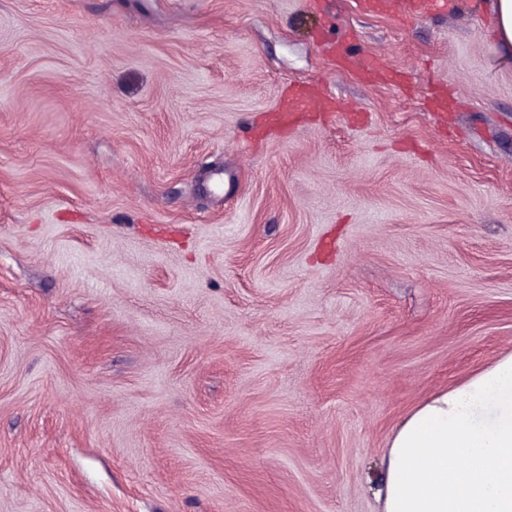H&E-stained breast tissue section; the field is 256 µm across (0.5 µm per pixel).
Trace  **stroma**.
I'll list each match as a JSON object with an SVG mask.
<instances>
[{"mask_svg": "<svg viewBox=\"0 0 512 512\" xmlns=\"http://www.w3.org/2000/svg\"><path fill=\"white\" fill-rule=\"evenodd\" d=\"M447 2L0 0V512H380L512 352V63ZM296 81L361 121L250 139ZM438 0H390L386 5L401 19H409L440 9ZM353 41L350 32L337 34L332 42L336 54V63L342 68H354L355 75L363 82L379 84L392 81L391 72L384 64L374 58L362 59L355 62L350 54L349 45Z\"/></svg>", "mask_w": 512, "mask_h": 512, "instance_id": "stroma-1", "label": "stroma"}]
</instances>
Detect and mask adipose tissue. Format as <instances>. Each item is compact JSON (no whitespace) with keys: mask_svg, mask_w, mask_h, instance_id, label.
Segmentation results:
<instances>
[{"mask_svg":"<svg viewBox=\"0 0 512 512\" xmlns=\"http://www.w3.org/2000/svg\"><path fill=\"white\" fill-rule=\"evenodd\" d=\"M380 498L382 512H512V353L407 413Z\"/></svg>","mask_w":512,"mask_h":512,"instance_id":"adipose-tissue-1","label":"adipose tissue"}]
</instances>
